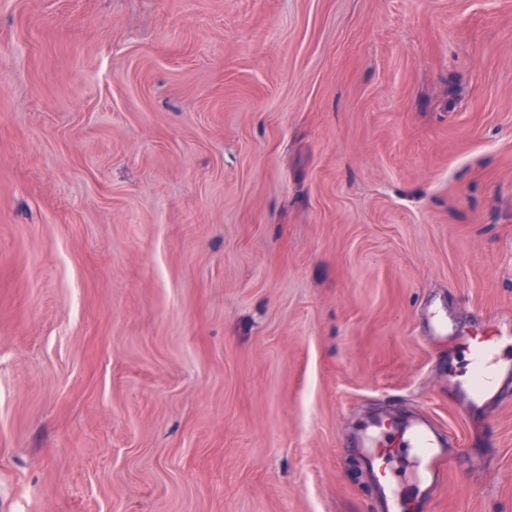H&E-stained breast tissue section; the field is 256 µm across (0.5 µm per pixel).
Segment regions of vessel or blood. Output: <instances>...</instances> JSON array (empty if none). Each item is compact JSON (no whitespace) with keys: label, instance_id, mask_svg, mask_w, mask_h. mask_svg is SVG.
Instances as JSON below:
<instances>
[{"label":"vessel or blood","instance_id":"vessel-or-blood-1","mask_svg":"<svg viewBox=\"0 0 512 512\" xmlns=\"http://www.w3.org/2000/svg\"><path fill=\"white\" fill-rule=\"evenodd\" d=\"M499 336L490 335L475 342L461 337L460 343L472 351L474 377L463 388L467 404L474 409L497 398L502 381L512 378V360L501 358L498 346ZM409 449L412 479L427 488L437 483V460L445 455L446 448L430 433L424 422L415 420L398 432L397 441H388L386 435L369 432L361 440V455L372 468L375 485L380 493L381 512H405L407 497L399 490L396 479L389 469V459L395 447Z\"/></svg>","mask_w":512,"mask_h":512}]
</instances>
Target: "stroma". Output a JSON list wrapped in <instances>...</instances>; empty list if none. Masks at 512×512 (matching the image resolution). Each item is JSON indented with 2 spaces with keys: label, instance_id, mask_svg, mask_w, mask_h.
<instances>
[{
  "label": "stroma",
  "instance_id": "obj_1",
  "mask_svg": "<svg viewBox=\"0 0 512 512\" xmlns=\"http://www.w3.org/2000/svg\"><path fill=\"white\" fill-rule=\"evenodd\" d=\"M508 320L512 0H0V512H512ZM458 339L467 350L473 348L474 378L461 392L467 404L478 409L497 398L502 380L512 377V360L501 358L497 347L500 343L512 344V336L491 334L479 342H473L466 336H458ZM396 443L387 440V434L375 431L366 433L361 439V455L372 468L382 502L380 512H406L408 497L399 490L396 478L389 469V459L394 455L393 448H408L411 454V477L419 485L427 488L439 483L436 471L437 460L446 454L445 445L439 443L422 421H411L397 433Z\"/></svg>",
  "mask_w": 512,
  "mask_h": 512
}]
</instances>
